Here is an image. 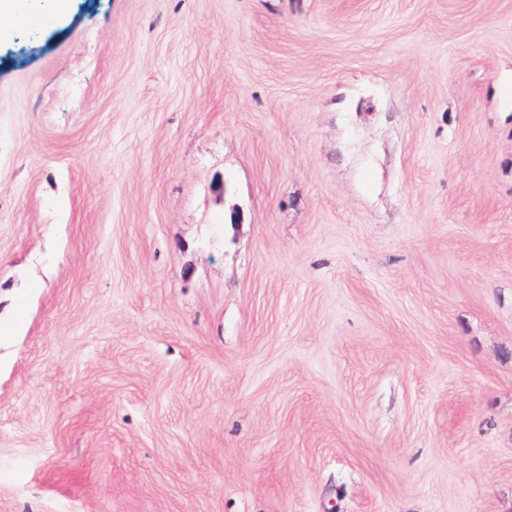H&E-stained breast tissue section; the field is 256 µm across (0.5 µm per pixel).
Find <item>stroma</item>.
I'll use <instances>...</instances> for the list:
<instances>
[{
  "label": "stroma",
  "instance_id": "stroma-1",
  "mask_svg": "<svg viewBox=\"0 0 512 512\" xmlns=\"http://www.w3.org/2000/svg\"><path fill=\"white\" fill-rule=\"evenodd\" d=\"M0 512H512V0L16 28Z\"/></svg>",
  "mask_w": 512,
  "mask_h": 512
}]
</instances>
